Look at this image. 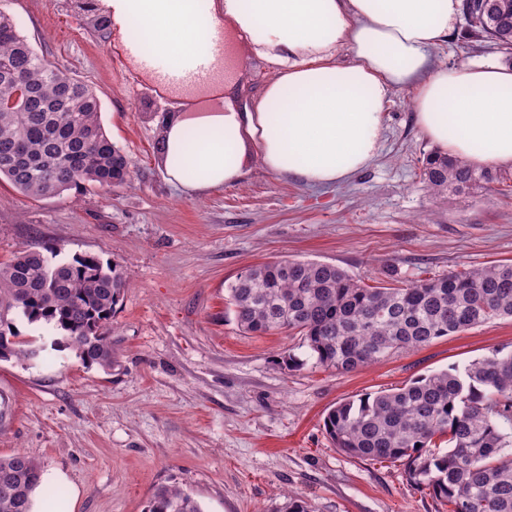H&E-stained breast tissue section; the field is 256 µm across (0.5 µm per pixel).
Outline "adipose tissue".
<instances>
[{
  "instance_id": "adipose-tissue-1",
  "label": "adipose tissue",
  "mask_w": 512,
  "mask_h": 512,
  "mask_svg": "<svg viewBox=\"0 0 512 512\" xmlns=\"http://www.w3.org/2000/svg\"><path fill=\"white\" fill-rule=\"evenodd\" d=\"M124 40L168 76L217 64L219 30L251 38L275 68L262 96L176 112L159 149L184 196L240 184L249 157L304 184H334L367 167L392 89L411 88L422 137L476 167L512 166V68L435 64L461 0H100ZM351 59L339 61V50Z\"/></svg>"
}]
</instances>
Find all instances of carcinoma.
<instances>
[{
	"label": "carcinoma",
	"instance_id": "1",
	"mask_svg": "<svg viewBox=\"0 0 512 512\" xmlns=\"http://www.w3.org/2000/svg\"><path fill=\"white\" fill-rule=\"evenodd\" d=\"M470 31L512 50V0H464ZM131 164L106 134L92 89L39 56L0 10V181L30 198L72 188L131 184ZM435 197L508 180L436 149L422 170ZM54 244L0 264V360L36 351L13 316L62 331L58 345L86 364L112 365L106 324L127 283L122 267L96 254L58 261ZM241 330L301 336L316 364L350 372L398 350L419 348L466 328L512 318V263L494 262L403 287L366 286L314 260L250 267L227 287ZM324 428L334 447L372 461L404 460L409 481L450 512H512V352L495 350L464 372L420 376L402 388L331 408ZM446 444L442 450L440 444ZM41 468L16 453L0 456V512H33ZM147 512H203L179 488L158 490Z\"/></svg>",
	"mask_w": 512,
	"mask_h": 512
}]
</instances>
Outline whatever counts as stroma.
Wrapping results in <instances>:
<instances>
[{
  "instance_id": "1",
  "label": "stroma",
  "mask_w": 512,
  "mask_h": 512,
  "mask_svg": "<svg viewBox=\"0 0 512 512\" xmlns=\"http://www.w3.org/2000/svg\"><path fill=\"white\" fill-rule=\"evenodd\" d=\"M0 10L40 56L90 86L134 176L129 187L46 199L0 186V262L51 242L64 261L95 253L120 264L128 282L107 326L108 369L59 348L53 327L14 319L38 356L0 361V456L26 454L59 490L38 494L37 512H146L163 487L191 493L204 512H285L292 493L311 512H448L402 463L335 448L323 417L339 402L512 351V319L339 373L316 364L299 336L242 333L225 288L274 259L330 263L368 286L388 268L407 284L512 260V179L432 197L421 173L433 146L410 88L398 87L376 158L348 180L314 187L256 165L241 184L190 199L167 181L158 151L185 89L142 71L113 30H98L88 0H0ZM223 55V99L244 107L273 70L229 27ZM431 55L504 62L464 21Z\"/></svg>"
}]
</instances>
